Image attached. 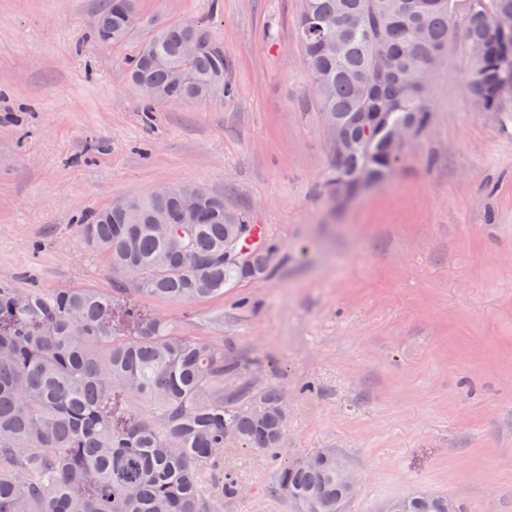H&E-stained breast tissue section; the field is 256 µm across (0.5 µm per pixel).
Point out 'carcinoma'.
Segmentation results:
<instances>
[{
    "label": "carcinoma",
    "mask_w": 512,
    "mask_h": 512,
    "mask_svg": "<svg viewBox=\"0 0 512 512\" xmlns=\"http://www.w3.org/2000/svg\"><path fill=\"white\" fill-rule=\"evenodd\" d=\"M512 0H302L296 22L313 94L326 129L345 143L329 157L327 185L340 197L362 171L376 178L398 166L390 126L424 135L428 94L412 84L458 40L484 47L470 57L466 90L485 112L512 77V34L497 14ZM95 38L120 45L142 24L136 0H98ZM188 45L197 46L191 57ZM224 44L193 20L153 27L127 63L126 78L150 112L171 101L205 102L229 91ZM187 185L106 206L83 220L88 243L115 272L137 267L136 291L194 304L265 277L269 252L250 244L255 225L224 199L198 189L200 209L186 217ZM169 225L160 236L156 220ZM250 250V270L224 262V240ZM224 346L184 336L167 319L128 307L114 312L98 288H14L0 284V512H221L203 479L224 453V433L246 448L278 450L285 439L283 394L268 388L224 393ZM276 489L336 512L353 497L336 482V457L280 467ZM436 495L409 512H438Z\"/></svg>",
    "instance_id": "carcinoma-1"
}]
</instances>
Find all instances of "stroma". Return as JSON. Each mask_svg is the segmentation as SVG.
<instances>
[{
    "label": "stroma",
    "instance_id": "1",
    "mask_svg": "<svg viewBox=\"0 0 512 512\" xmlns=\"http://www.w3.org/2000/svg\"><path fill=\"white\" fill-rule=\"evenodd\" d=\"M97 0H0V281L127 290L146 313L224 346L225 391L278 387L279 459L228 445L222 512H295L276 468L333 448L356 473L343 512L421 491L512 512V120L482 111L451 50L428 133L380 188L331 196L306 98L301 0H138L148 25L200 21L232 61L230 94L144 111L125 83L141 40L103 47ZM191 183L249 214L270 273L192 305L138 295L81 219Z\"/></svg>",
    "mask_w": 512,
    "mask_h": 512
}]
</instances>
